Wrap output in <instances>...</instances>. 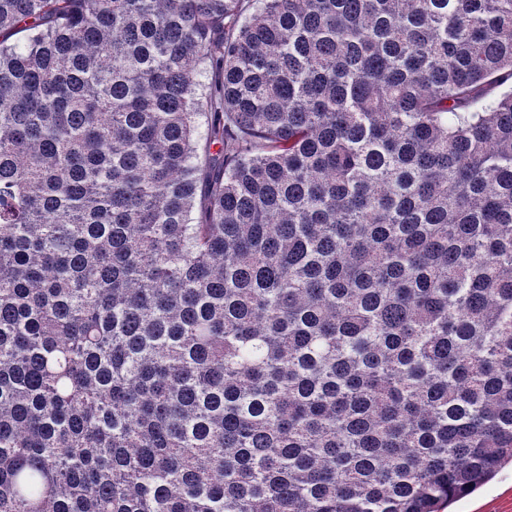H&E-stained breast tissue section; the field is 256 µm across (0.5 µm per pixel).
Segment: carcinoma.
Wrapping results in <instances>:
<instances>
[{
    "mask_svg": "<svg viewBox=\"0 0 512 512\" xmlns=\"http://www.w3.org/2000/svg\"><path fill=\"white\" fill-rule=\"evenodd\" d=\"M506 466L512 0H0V512Z\"/></svg>",
    "mask_w": 512,
    "mask_h": 512,
    "instance_id": "1",
    "label": "carcinoma"
}]
</instances>
